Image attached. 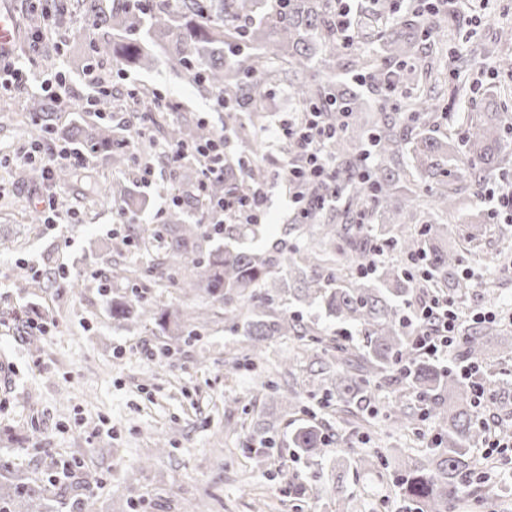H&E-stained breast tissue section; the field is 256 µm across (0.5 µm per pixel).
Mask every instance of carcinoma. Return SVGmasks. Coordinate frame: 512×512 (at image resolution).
Instances as JSON below:
<instances>
[{
  "instance_id": "obj_1",
  "label": "carcinoma",
  "mask_w": 512,
  "mask_h": 512,
  "mask_svg": "<svg viewBox=\"0 0 512 512\" xmlns=\"http://www.w3.org/2000/svg\"><path fill=\"white\" fill-rule=\"evenodd\" d=\"M98 0H81L85 15L106 29L93 44L98 57L119 58L130 71L148 69L156 54L169 53L177 65L192 73L204 89L214 91L229 103L224 126L240 141L251 142L261 126L264 102L273 83L283 73L300 107L319 105L329 122L338 113L348 112L347 126L333 144L332 151L342 179L345 202L319 209L294 231L304 240L300 248L282 239L264 250H248L238 245L257 233L256 224H225L218 232L232 243L203 248L207 231L201 224L186 220L176 206L167 216L172 234V262L169 269L182 266V259L198 254L193 270L179 273L178 287L198 288L224 303V313L243 319V335L257 356L268 342L283 336L323 345L331 354L321 363L328 375L326 401L337 402L339 411L359 417L369 401L371 378L397 365L415 390L421 417L434 421L435 448L424 460L411 466L398 483L400 498L416 507V512H456L461 501L472 495L470 487L481 483L470 461L472 445L484 434L472 408V392L451 370L416 352L400 323V306L417 287L409 270L381 264L371 275H359L345 286L336 272L341 259L353 257L362 266L374 257L375 247L360 218L375 214L397 216L413 202L415 182L429 183L438 209L446 211L464 192L455 175L445 168L448 151H453L479 182L508 161L512 146V124L505 114L508 99L502 91H492L476 109L477 117L461 119L462 136L443 141L428 134L411 141L418 126H430V115L448 112L440 100L419 94L395 109L384 103L369 105L365 96L351 88L336 86V70L346 66L344 57L352 52L336 34V4L333 0H176V13L155 0H143L133 7L129 0H112L106 13ZM378 14L390 32L381 36L378 49L352 61L370 71L371 89L385 91L391 82L397 88L417 78L426 84L440 80L442 71L419 69V43L438 42L445 24L440 13L426 11L409 2L401 9L392 0H378ZM128 111L151 114L154 124L166 126L165 136L184 144H202L212 132L200 124L187 130L166 122V108L157 92L141 87L128 96ZM58 111L52 98L33 101L32 114L49 118ZM68 140L93 150L114 154L126 145L112 126L101 121L68 132ZM370 145L375 162L364 169L365 180H356L364 145ZM235 163L224 159V180L208 183L196 195L195 205L204 208L219 199L242 192L249 183H264L271 177L269 165H256L236 178ZM385 239L399 247L410 259L426 263L431 281L438 287L454 282L458 255L448 251V225L430 221L414 235L405 224H390ZM287 295L309 307H319L327 317L350 323L364 331L363 344L353 349L336 340L316 337L314 328L298 316L287 318L271 310L277 298ZM245 298L250 314L236 313L234 302ZM112 319L127 320L136 310L121 299L111 301ZM164 325L175 314L167 309L137 310ZM487 328L463 331L465 353H480ZM290 442L300 453L315 456L326 447L322 426L308 421L297 426ZM61 488L50 482L15 485L0 494V512H22L34 499L42 500Z\"/></svg>"
}]
</instances>
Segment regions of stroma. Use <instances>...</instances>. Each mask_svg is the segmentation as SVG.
I'll return each instance as SVG.
<instances>
[{
    "label": "stroma",
    "mask_w": 512,
    "mask_h": 512,
    "mask_svg": "<svg viewBox=\"0 0 512 512\" xmlns=\"http://www.w3.org/2000/svg\"><path fill=\"white\" fill-rule=\"evenodd\" d=\"M76 4L0 0L20 28L11 62L34 75L27 88L7 95L9 111L0 110V321L6 323L0 328V459L13 460L14 470L35 481L45 480L56 465L72 463L71 483L93 480V512H397L400 475L428 454L434 430L429 419L413 431L393 424L394 400L417 403L398 371L374 380L363 420L345 422L335 403L326 402L324 377L310 370L297 337L274 339L255 364L243 363L249 342L226 319L223 304L200 291L184 293L153 274L171 239L163 237L158 249L147 252L140 238L144 230L165 224L173 196L182 197L191 219H211L193 201L199 167L154 155L147 186L133 146L117 159L94 154L88 165L74 168L66 185L15 180V170L25 165L21 148L38 137L26 107L44 95L40 78L60 72L73 98L83 100L91 92L73 52L88 49L100 32ZM508 30L512 0H490L475 25L464 12L452 18L443 43L457 67L441 89L444 99H451L461 79L481 98L493 85L487 67L512 66ZM38 31L44 39L35 55L30 44ZM98 72L112 81L116 131H123L127 119V92L142 86L160 93L170 119L224 131L214 93L167 58L137 72L110 58ZM266 107L254 142L230 139L227 154L252 163L283 158L285 144L272 133L298 109L287 82L278 83ZM115 184L144 199L138 223L121 224L119 204L101 202L91 191ZM45 193L52 197L53 226L31 219ZM487 206L483 196L471 195L462 210L438 217L448 227L449 248L462 257L459 286L448 296L465 327L478 312L492 319L512 315V223L484 224L475 241L464 233L474 208ZM73 215L78 223H70ZM117 263L144 283L136 294L141 304L178 309L196 325L197 338L175 340L141 318L113 320L111 297L132 293L131 286L112 279L105 292L97 277L110 276ZM68 276L80 277L81 287H65ZM275 309L300 316L321 336H343L353 345L361 338L358 327L295 301H280ZM35 312L54 320L52 332L22 328V318ZM482 343L477 358L465 357L458 347L448 363L458 371L473 366L469 384L495 392V400L476 413L502 447L474 445L476 468L488 480L461 512H512V325ZM291 388L300 395L294 408L286 397ZM310 418L330 435L324 453L314 459L303 457L288 440L294 427ZM260 426L269 428L274 448L261 447L255 434ZM379 455L387 464H368V457Z\"/></svg>",
    "instance_id": "35a3bbf8"
}]
</instances>
